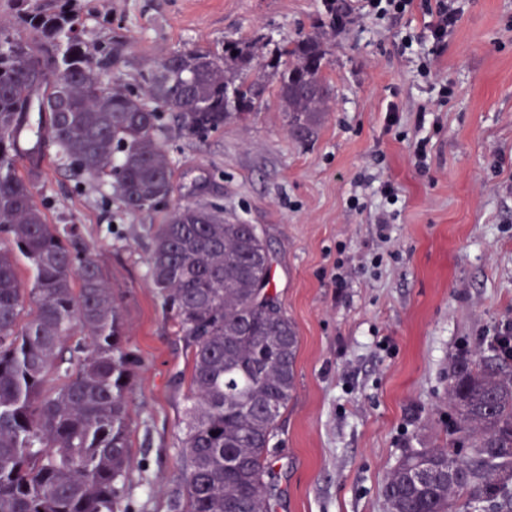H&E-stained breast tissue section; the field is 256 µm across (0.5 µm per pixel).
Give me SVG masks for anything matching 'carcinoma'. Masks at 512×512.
Wrapping results in <instances>:
<instances>
[{"label":"carcinoma","mask_w":512,"mask_h":512,"mask_svg":"<svg viewBox=\"0 0 512 512\" xmlns=\"http://www.w3.org/2000/svg\"><path fill=\"white\" fill-rule=\"evenodd\" d=\"M14 2L16 26L0 27V512H134L140 360L93 248L77 225L48 223L36 200L42 161L54 149L74 176L109 183L130 215L156 208L172 193L166 119L197 136L260 111L261 39L171 52L141 73L139 90H116L109 75L124 43L89 42L81 0ZM266 66L292 133H312L329 111L320 36L276 47ZM144 229L147 274L190 353L184 489L170 512H271L270 442L297 388L299 336L270 289L266 244L254 225L193 204ZM497 341L450 369L448 447L399 459L386 477L390 512L475 502L512 512V350ZM424 464L436 475L421 486Z\"/></svg>","instance_id":"carcinoma-1"}]
</instances>
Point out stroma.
<instances>
[{
	"label": "stroma",
	"mask_w": 512,
	"mask_h": 512,
	"mask_svg": "<svg viewBox=\"0 0 512 512\" xmlns=\"http://www.w3.org/2000/svg\"><path fill=\"white\" fill-rule=\"evenodd\" d=\"M427 4L333 31L318 25L323 0H85L88 41L126 43L116 89L138 87L140 70L171 51L227 38L273 46L316 31L329 60L330 110L308 139L273 100L206 135L169 128L174 191L151 211L127 214L109 185L44 157L47 220L77 225L92 245L141 359L136 512H168L182 485L186 348L155 298L143 230L171 206H218L256 225L271 290L296 326L297 391L271 442L274 512H389L388 472L408 449L446 438L461 350L512 325V0H457L462 14L437 52ZM425 55L439 81L420 73ZM386 181L396 202L378 192Z\"/></svg>",
	"instance_id": "1"
}]
</instances>
